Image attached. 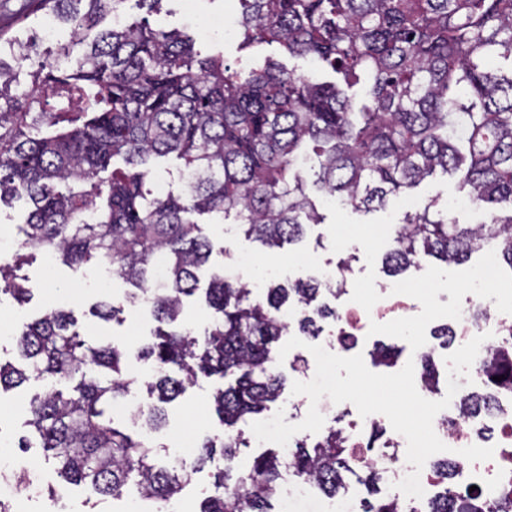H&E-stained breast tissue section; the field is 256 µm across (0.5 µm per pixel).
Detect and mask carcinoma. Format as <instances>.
I'll list each match as a JSON object with an SVG mask.
<instances>
[{"label":"carcinoma","instance_id":"obj_1","mask_svg":"<svg viewBox=\"0 0 512 512\" xmlns=\"http://www.w3.org/2000/svg\"><path fill=\"white\" fill-rule=\"evenodd\" d=\"M131 1L148 13L164 2L39 0L74 34L97 30L78 57L70 43L34 59L30 45L0 40V208L29 206L13 262L0 265V291L29 299L17 270L24 251L37 249L107 270L157 322L137 352L149 365L144 380L126 373V347L81 339L70 310L23 324L20 365L0 362V392L49 378L67 387L31 398L18 448L42 449L62 482L114 500L132 485L167 505L217 455L223 467L199 512H271L283 467L334 496L353 464L334 428L311 449L258 456L246 471L236 464L241 425L285 390L275 368L283 306L302 309L299 331L317 336L316 318L336 316L322 301L329 286L314 277L270 283L252 301L248 284L213 275L205 301L219 319L197 337L179 316L213 246L192 217H231L247 239L281 248L322 222L317 193L370 211L438 169H462L468 198L491 207L490 220L459 224L429 206L407 213L383 268L397 277L423 256L458 264L486 247L512 266V70L490 68L495 58L512 61V0H239L242 47L276 44L311 58L347 88L367 90L357 110L334 83L271 59L234 68L145 18L99 28ZM22 75L28 91H19ZM170 155L190 178L179 194L156 195L146 188L150 163ZM121 311L107 301L91 307L104 321ZM422 367L437 386L434 353ZM213 375L229 379L213 396L222 436L205 439L190 463L145 439L186 385ZM140 384L151 402L126 425L114 407Z\"/></svg>","mask_w":512,"mask_h":512}]
</instances>
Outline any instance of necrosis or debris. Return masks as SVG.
Returning <instances> with one entry per match:
<instances>
[{"label":"necrosis or debris","instance_id":"necrosis-or-debris-1","mask_svg":"<svg viewBox=\"0 0 512 512\" xmlns=\"http://www.w3.org/2000/svg\"><path fill=\"white\" fill-rule=\"evenodd\" d=\"M447 302L456 345H464L480 334L485 337L469 377L458 378L457 383L465 391L474 388L489 392L494 409L488 414L470 415L462 413L453 402L435 416L433 428L449 448L459 451L471 445L490 446L494 449L492 458L471 462L458 455L454 476L446 481L432 464L415 470L407 461V441L397 432H390L377 447H367L363 424L386 423L384 415L373 414L366 420L353 415L342 433L355 462L380 469L385 475L388 495L405 500L413 512H428L432 502L447 489L459 499L471 502L478 512H512V382L492 380L488 373L497 352L504 345L512 344V305L504 307L486 301L483 292L476 289L449 293ZM334 306L336 319L329 332L327 349L342 357L354 356L374 332L398 333L421 311L413 294L392 282L370 285L363 299L354 289L343 288L337 292ZM413 471L419 472L424 490L419 498L404 497L397 488L398 482ZM289 497L311 512H361L357 496L350 489L325 500L318 497L313 485L299 482L292 486Z\"/></svg>","mask_w":512,"mask_h":512}]
</instances>
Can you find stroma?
Returning <instances> with one entry per match:
<instances>
[{
  "mask_svg": "<svg viewBox=\"0 0 512 512\" xmlns=\"http://www.w3.org/2000/svg\"><path fill=\"white\" fill-rule=\"evenodd\" d=\"M238 0H167L164 12L153 16L155 25L165 28H188L195 31L197 45L205 52L222 53L225 62L232 65L250 63L252 57H271L288 71L296 74L314 72L308 59L291 57L277 45H262L247 54L240 50L239 30L228 26L226 31L213 30V16L224 13L238 14ZM48 16L39 10L35 0H0V33L36 43L47 49L49 40L43 37V26ZM437 208L452 209L459 223L477 224L485 220L483 209L469 204L458 177L436 175L407 194L391 198L386 209L368 214L344 209L324 208L323 223L310 226L304 239L284 249L257 248L244 239L235 224H212L200 218L202 235L213 245V253L205 267L206 274L233 273L237 270V257L246 252L253 256L252 272L285 281L310 275L306 266V253H316L327 263L346 262L347 279L361 284L386 281L381 259L389 249L393 230L406 211L423 208L427 203ZM488 256L487 251L473 254L462 265H445L436 260L423 262L421 269L401 275V282H414V291L420 299H427L429 290L445 292L458 288H479L483 282L479 270ZM98 270L92 265L70 267L47 262L40 251H33L19 271L31 290L32 299L18 305L10 295L0 294V358L16 360L17 350L13 337L23 323L43 312L63 307L73 310L78 319L77 329L89 340L118 342L129 350H136L146 342L155 322L150 309L124 306L127 283L116 281L101 283ZM108 299L123 305L118 320L103 321L90 314L96 302ZM222 379L202 378L190 385L185 394L167 407L166 426L156 434L157 442L171 451L181 452L184 441L201 444L204 438L221 433L222 428L213 411V395L222 387ZM41 386L28 382L0 394V470L13 473L21 460L35 467L43 486H55V495L34 494L19 503L20 512H140L134 502H117L92 493L84 487H56L51 465L45 464L39 449L21 452L19 437L25 435L23 426L25 406L39 393Z\"/></svg>",
  "mask_w": 512,
  "mask_h": 512,
  "instance_id": "35a3bbf8",
  "label": "stroma"
}]
</instances>
